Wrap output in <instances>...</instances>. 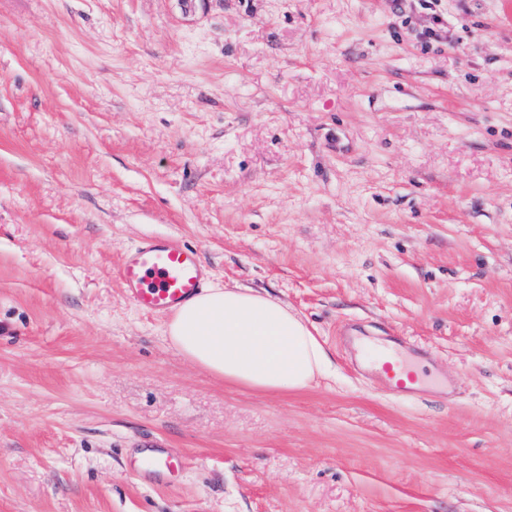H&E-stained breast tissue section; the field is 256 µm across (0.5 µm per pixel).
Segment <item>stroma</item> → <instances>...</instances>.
I'll return each instance as SVG.
<instances>
[{"label":"stroma","instance_id":"stroma-1","mask_svg":"<svg viewBox=\"0 0 512 512\" xmlns=\"http://www.w3.org/2000/svg\"><path fill=\"white\" fill-rule=\"evenodd\" d=\"M149 236L326 376L186 361L115 276ZM0 512H512V0H0ZM355 364L384 376L401 396L412 395L424 386L439 383L434 377L420 374L417 361L393 345L368 346ZM178 463V457L157 451V453L140 458L137 471L154 475H164L175 471Z\"/></svg>","mask_w":512,"mask_h":512}]
</instances>
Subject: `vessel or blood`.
Wrapping results in <instances>:
<instances>
[{
	"instance_id": "obj_1",
	"label": "vessel or blood",
	"mask_w": 512,
	"mask_h": 512,
	"mask_svg": "<svg viewBox=\"0 0 512 512\" xmlns=\"http://www.w3.org/2000/svg\"><path fill=\"white\" fill-rule=\"evenodd\" d=\"M209 276L198 253L173 238L146 239L128 250L119 270L126 294L143 312H170L196 296ZM358 367L384 376L398 394L411 395L433 384V377L421 374L416 360L392 345L365 348ZM178 457L157 452L140 458L137 469L164 475L173 472Z\"/></svg>"
}]
</instances>
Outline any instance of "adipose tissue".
<instances>
[{
    "instance_id": "obj_1",
    "label": "adipose tissue",
    "mask_w": 512,
    "mask_h": 512,
    "mask_svg": "<svg viewBox=\"0 0 512 512\" xmlns=\"http://www.w3.org/2000/svg\"><path fill=\"white\" fill-rule=\"evenodd\" d=\"M164 339L216 379L263 392L309 387L327 354L288 305L261 291L214 285L176 309Z\"/></svg>"
}]
</instances>
